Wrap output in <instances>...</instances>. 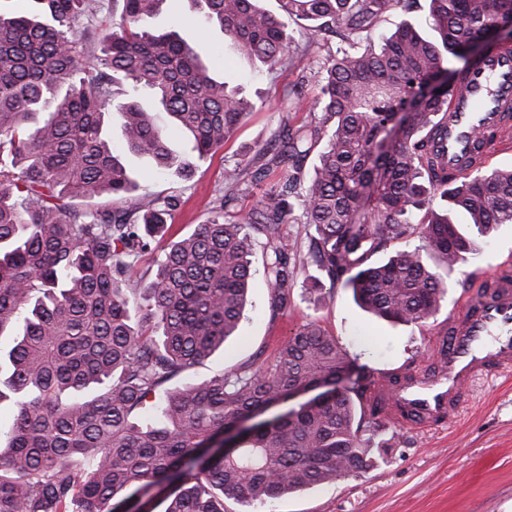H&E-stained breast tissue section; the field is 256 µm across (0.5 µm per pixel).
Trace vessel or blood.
Listing matches in <instances>:
<instances>
[{"label":"vessel or blood","instance_id":"vessel-or-blood-1","mask_svg":"<svg viewBox=\"0 0 512 512\" xmlns=\"http://www.w3.org/2000/svg\"><path fill=\"white\" fill-rule=\"evenodd\" d=\"M440 149L449 171L468 173L472 160L512 151V49L493 50L470 70L448 102ZM433 334L434 371L391 370L373 384L381 418L409 430L451 420L476 380L512 371V259L482 276Z\"/></svg>","mask_w":512,"mask_h":512}]
</instances>
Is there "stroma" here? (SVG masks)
Segmentation results:
<instances>
[{"instance_id": "1", "label": "stroma", "mask_w": 512, "mask_h": 512, "mask_svg": "<svg viewBox=\"0 0 512 512\" xmlns=\"http://www.w3.org/2000/svg\"><path fill=\"white\" fill-rule=\"evenodd\" d=\"M212 77L248 96H261L262 106L240 125L233 137L201 163L189 182L152 175L148 163L125 155L133 178L157 194L182 192L186 203L172 219L174 235L193 232L208 217L207 204L224 189V169L242 163L259 165L274 150L282 114L284 88L301 85L305 111L293 113L294 123L309 121V106L317 95L315 82L299 84V72L287 69L271 76L255 74L254 66L224 46L216 26L198 24L184 29ZM479 255L455 265L439 267L448 282V305L456 307L471 276L497 268L512 257V224L500 225L479 239ZM264 243H257L252 265L256 271L246 317L237 336L221 351L194 368L192 378L203 379L238 365L260 366L273 361L278 347L302 324L316 322L335 336L358 363L374 375L406 364L431 367L429 337L432 322L391 324L363 312L348 290L307 292L315 266L299 271L288 312H270L261 274ZM375 464L355 476L324 483L287 495L255 512H512V374L479 381L449 424L406 431L374 422L370 425Z\"/></svg>"}]
</instances>
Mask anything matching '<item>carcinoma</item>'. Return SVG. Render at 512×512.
<instances>
[{
  "label": "carcinoma",
  "instance_id": "cac0c4a2",
  "mask_svg": "<svg viewBox=\"0 0 512 512\" xmlns=\"http://www.w3.org/2000/svg\"><path fill=\"white\" fill-rule=\"evenodd\" d=\"M31 2L21 13L0 9V335L18 330L0 365V403L16 410L0 430V512H155L146 492L164 482V512H224L226 500L253 512L369 469L360 432L375 411L358 407L372 372L316 322L264 368L167 385L239 331L258 234L271 315L288 310L300 267L288 263L285 224L311 227L308 254L322 278L351 290L364 311L406 325L441 311L448 289L434 264L455 266L476 238L512 224V167L458 176L434 146L448 99L479 60L471 45L496 41L512 0H426L432 38L409 21L379 33L416 0H278L279 16L262 0H188L237 55L269 74L300 67L316 80L319 116L300 125L283 117L271 158L251 173L225 168L208 220L170 242L181 193L140 188L105 121L120 122L124 150L154 173L186 181L256 103L216 81L179 31L148 25L166 0H120L119 17L99 23L95 51L75 28L93 0ZM326 33L336 53L303 64ZM143 92L172 118L169 129L154 124ZM280 111H303L298 88ZM182 131L192 147L177 155L168 139ZM274 166L286 174L248 213L227 211ZM414 233L420 245L371 261ZM148 253L153 264L141 270ZM343 371L355 380L338 395L237 434L227 453L206 452L288 393L331 385Z\"/></svg>",
  "mask_w": 512,
  "mask_h": 512
}]
</instances>
